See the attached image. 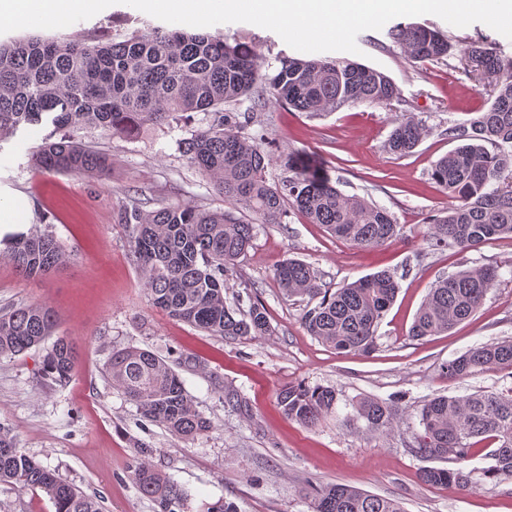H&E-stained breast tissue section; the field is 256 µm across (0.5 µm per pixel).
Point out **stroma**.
Wrapping results in <instances>:
<instances>
[{
	"label": "stroma",
	"instance_id": "obj_1",
	"mask_svg": "<svg viewBox=\"0 0 512 512\" xmlns=\"http://www.w3.org/2000/svg\"><path fill=\"white\" fill-rule=\"evenodd\" d=\"M152 21L119 2L56 34L120 41ZM414 22L442 33L450 54L412 62L383 28L361 32L359 51L349 56L396 84L399 98L390 106L358 104L312 116L271 99L257 115L274 143L269 180L285 175L279 154L301 152L342 193L386 208L402 232L384 246L358 249L294 211L282 223L257 225L252 247L224 277V297L243 312L258 297L271 326L266 336H213L154 308L131 256L130 229L117 221L135 186L172 205L223 209V198L180 147L193 128L210 123V115L200 112L192 124L174 122L126 139L85 130L84 141L112 160L105 180L32 166L33 152L53 129L50 120L0 141V202L22 195L33 214L18 233L52 234L69 256L49 276L32 278L0 258V309L48 305L55 337L77 351L73 377L64 386L42 374L46 346L0 358V423L11 429L22 453L99 496L103 512H159L132 477L141 442L150 448L148 463L183 489V512H201L203 504L220 500L237 512H313L314 490L327 483L400 499L405 512H512V480L485 477V449L476 448L465 463L471 481L464 489L424 484L420 473L427 462L411 451L427 399L512 389V373L495 366L462 381L441 372L471 347L512 337V237L467 252L432 248L427 237L431 217L451 204L431 176L433 162L457 145L448 130L469 124L491 105L464 51L480 43L510 57L512 40L482 23L458 28L434 15ZM209 31L231 44L246 38L265 74L276 72L281 57L296 54L275 32L253 24H217ZM411 118L426 126L427 136L409 155L387 152L392 130ZM288 257L309 263L332 289L382 270L396 274L400 290L378 325L375 351L340 354L307 332L305 301L284 297L274 277ZM487 264L498 268L499 281L473 317L446 333L411 338L415 315L439 278ZM128 346L173 365L209 420L207 432L180 440L142 417L106 372L112 353ZM188 358L194 368L185 367ZM297 383L334 387L335 414L312 427L285 417L278 393ZM236 394L244 406L233 403ZM364 396L393 402L397 422L389 433L371 434L356 419L354 405ZM0 512L54 507L40 490L0 483Z\"/></svg>",
	"mask_w": 512,
	"mask_h": 512
}]
</instances>
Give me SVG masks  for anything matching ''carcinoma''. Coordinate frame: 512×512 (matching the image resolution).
Wrapping results in <instances>:
<instances>
[{
	"label": "carcinoma",
	"instance_id": "cac0c4a2",
	"mask_svg": "<svg viewBox=\"0 0 512 512\" xmlns=\"http://www.w3.org/2000/svg\"><path fill=\"white\" fill-rule=\"evenodd\" d=\"M389 35L415 63L438 60L452 49L447 38L419 25L397 24ZM466 55L492 79L494 100L470 126L448 129V136L461 144L434 162L431 175L454 204L431 219L428 231L433 245L462 251L512 237V57L485 45L467 48ZM268 93L288 110L311 115L346 104L388 106L399 98L386 75L346 60L288 56L280 59L273 76H264L254 52L207 32L188 34L149 25L119 42L89 45L65 37L30 36L0 43V140L50 118L59 139L44 142L33 155V164L42 171L106 179L111 162L82 141L83 130L100 127L125 137L198 112L214 114L212 123L183 140L181 149L228 208L160 203L148 210L155 198L135 189L130 205L118 214V221L130 228V251L152 304L213 336L235 339L269 332L260 301L241 314L225 304L224 276L252 246L255 225L282 223L287 207L357 248L376 247L399 235L386 209L345 195L330 180L311 174L298 152L281 155L288 176L278 183L268 180L270 141L262 130L249 131L256 123L254 113L265 109ZM243 97L251 100V111H224V105ZM424 135L421 122L407 120L393 129L387 148L407 155ZM7 254L24 277L47 276L66 260L55 237L41 232L17 238ZM275 277L284 296L313 304L302 317L306 330L339 353L367 355L374 350L378 324L400 288L396 276L383 270L333 292L316 269L294 258L284 259ZM497 279L498 270L486 265L440 278L418 310L411 336L442 334L472 317ZM54 328L53 311L46 305L1 311L0 356L40 345ZM73 366V349L58 340L44 358L43 371L63 385ZM491 366L512 371V339L474 346L444 364L442 373L455 381ZM107 373L144 418L172 435L192 439L210 428L179 376L154 353L136 347L118 350L108 361ZM336 402L334 389L305 383L285 386L278 394L284 415L303 425L335 413ZM354 409L370 432L385 433L395 423L389 402L365 396ZM419 426L412 452L449 463L447 468H423L424 483L467 487L469 473L463 464L483 442L492 461L486 476L512 480V393L435 396L421 408ZM133 479L159 512H181L184 494L170 478L141 461ZM0 483L42 491L55 512H101L97 498L21 453L2 424ZM313 509L405 512L398 499L337 483L316 490Z\"/></svg>",
	"mask_w": 512,
	"mask_h": 512
}]
</instances>
